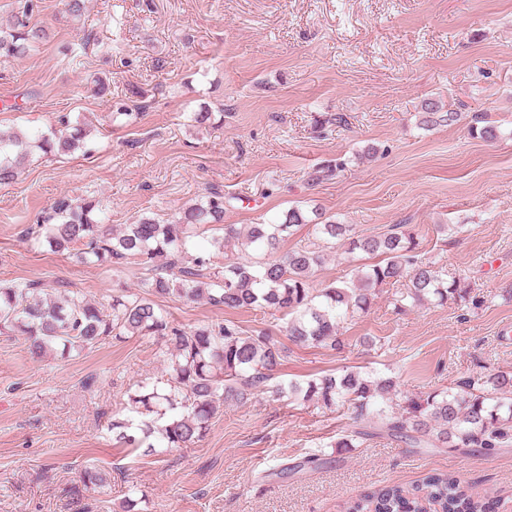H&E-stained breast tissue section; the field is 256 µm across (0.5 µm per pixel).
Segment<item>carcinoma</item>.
Listing matches in <instances>:
<instances>
[{
  "label": "carcinoma",
  "instance_id": "1",
  "mask_svg": "<svg viewBox=\"0 0 512 512\" xmlns=\"http://www.w3.org/2000/svg\"><path fill=\"white\" fill-rule=\"evenodd\" d=\"M34 4L24 5L7 26H0V58L22 56L45 37L32 21ZM462 112L441 111L438 104H422L418 125L431 131L453 125ZM59 127L34 138L23 131L0 133V185L9 184L33 156H68L86 148L89 129L69 117ZM468 132L474 138L495 141L499 129L484 112L471 115ZM94 201L77 202L63 195L51 213L27 234L53 252L78 251L86 263L102 265L133 261L145 271L146 296H115L112 314L78 293L60 302L46 301L40 282L0 283V330L25 338L29 349L41 354L57 347L61 354L91 348L115 335L158 336L164 339L168 378L141 381L128 395L129 417L112 421V433L121 446H146L152 437L163 448H184L203 437L220 407L244 404L257 391L277 398L302 396L325 408L346 405L353 418L378 426L388 436L414 447L445 445L449 448H503L512 444V373L499 372L462 382L460 390L433 391L406 397L401 410H393L400 394L391 376H363L346 371L325 374L306 386L290 382L269 385L286 358L285 348L264 330L248 331L231 320L178 328L170 324L152 297L183 301L206 300L226 309L260 308L288 316L284 331L297 346L339 351L337 333L342 319L369 309L377 292L399 282L392 293L394 307L405 310L425 302L443 304L465 299L466 286L455 276L424 261L417 236L396 224L381 235H358L350 224H338L318 211L307 214L293 206L274 222L249 224L240 229L224 226V236L214 240L218 249L239 242L251 247L254 257L227 258L224 269L211 267L205 252L189 254L195 229L224 222V193L211 191L187 207L180 217L162 224L142 217L118 230L103 225ZM311 224L320 246H301L279 256L280 243L300 226ZM342 246L348 255L362 252L379 261L353 269L352 279L313 293L310 278L325 261V252ZM86 489L108 484L107 475L95 467L80 474ZM490 505L469 493L457 476L435 473L406 489L386 485L350 502L347 512H488Z\"/></svg>",
  "mask_w": 512,
  "mask_h": 512
}]
</instances>
